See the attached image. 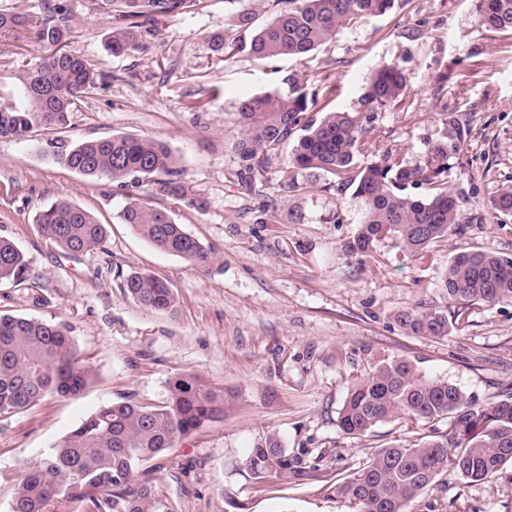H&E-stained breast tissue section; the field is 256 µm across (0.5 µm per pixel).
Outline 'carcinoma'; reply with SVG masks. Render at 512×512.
I'll list each match as a JSON object with an SVG mask.
<instances>
[{
    "instance_id": "obj_1",
    "label": "carcinoma",
    "mask_w": 512,
    "mask_h": 512,
    "mask_svg": "<svg viewBox=\"0 0 512 512\" xmlns=\"http://www.w3.org/2000/svg\"><path fill=\"white\" fill-rule=\"evenodd\" d=\"M199 0H101L105 13L116 11L129 20L112 29L108 49L115 55L138 47L144 18L177 13ZM278 14L255 26L252 8L233 17L234 26L252 31L249 43L228 42L210 36L214 51L233 56L245 49L258 60L303 58L336 39L349 25L382 16L394 0H278ZM478 24L512 33V0H480ZM34 29L45 53L22 69L19 81L24 102L0 105V138L25 139L38 128H64L85 94L95 88L96 74L84 58L63 49L68 31L66 14L33 19L24 13L0 9V30ZM404 90L400 69H378L367 86L365 100L387 107ZM241 136L234 142L236 167L228 181L250 189L267 181L280 148L293 143L289 164L305 177H293L277 191L299 196L313 178L329 173L340 190L354 188L362 219L345 248L372 258L380 244L390 241L405 258L421 262L432 258L433 247L445 241L460 224L474 221L464 214V198L448 188V160L463 136L458 121L448 118L454 135L428 144L418 161L397 153L375 159L376 134L361 112L309 115L306 97L287 94L253 96L238 106ZM368 158L360 164L358 156ZM60 164L85 177L121 184L157 177L155 183L170 196L187 198V190L173 169L168 148L155 140L132 135L60 144ZM157 249L205 266L213 260L211 248L186 233L167 212L134 200L121 214ZM37 223L64 250L79 254L100 248L104 226L86 210L60 201L42 210ZM24 254L0 238V281L21 280ZM441 286L444 309L405 308L394 321L406 334L444 338L465 321L476 304L512 301V259L485 251H462L448 259ZM127 294L142 307L173 311L175 296L169 284L149 273L124 280ZM89 366L79 360L67 330L37 319L0 315V416L20 414L47 397L68 398L91 382ZM235 395L213 386L194 373L168 382V396L160 405L131 401L104 406L55 443L39 462L25 468L12 493L10 512H45L47 503L62 497L81 512H158L150 463L204 426L220 421ZM453 419L446 435L411 446L384 448L360 472L338 478L331 492L344 500L350 512H407L408 505L433 484L445 469L464 479L484 482L512 465V396L476 405L457 385L445 379H427L410 361L385 360L354 381L338 412L345 435L362 436L380 423L409 420L431 422ZM329 452L291 454L279 437L268 434L244 459V467L260 483L292 480L303 484L318 477Z\"/></svg>"
}]
</instances>
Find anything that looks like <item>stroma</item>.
<instances>
[{
	"instance_id": "obj_1",
	"label": "stroma",
	"mask_w": 512,
	"mask_h": 512,
	"mask_svg": "<svg viewBox=\"0 0 512 512\" xmlns=\"http://www.w3.org/2000/svg\"><path fill=\"white\" fill-rule=\"evenodd\" d=\"M251 5L261 25L277 12L274 0H204L144 23L138 48L115 56L105 42L120 21L102 14L97 0H0L1 9L40 18L64 8L66 50L98 74L66 128L0 138V237L27 262L25 282H0V314L64 325L93 374L76 397L0 417V512H9L20 472L83 419L112 403H162L169 380L182 373L236 399L223 420L161 457L153 479L160 512H349L328 491L335 476L354 475L382 448L451 429L445 418L383 423L357 437L340 432L351 382L384 360L407 359L478 404L512 392V302L472 306L467 323L441 339L406 335L393 319L407 306H446L439 281L454 253L512 258V216L494 209L512 187V34L479 26L480 0H395L387 14L344 29L302 60L214 53L210 35L242 39L232 18ZM41 55L34 31H0V103L18 100L21 67ZM384 65L401 69L405 89L396 105L377 107L364 96ZM292 90L314 113L369 116L380 152L410 161L442 139L455 117L464 138L449 160L448 183L480 222L460 225L429 262L399 263L389 243L375 259H362L345 248L361 220L359 204L325 173L300 198L279 199L275 217L259 223L275 187L292 174L291 150L282 149L268 182L249 190L229 183L237 108L250 96ZM116 134L163 142L188 199L151 182L91 180L53 156L58 143ZM135 199L167 211L212 249V262L191 265L124 224L120 213ZM59 200L104 225V248L73 255L43 233L35 216ZM296 205L300 224L288 218ZM136 272L168 281L175 310L133 301L123 281ZM269 433L289 451L328 450L336 458L315 480L259 490L242 463ZM409 512H512V466L483 483L442 472Z\"/></svg>"
}]
</instances>
